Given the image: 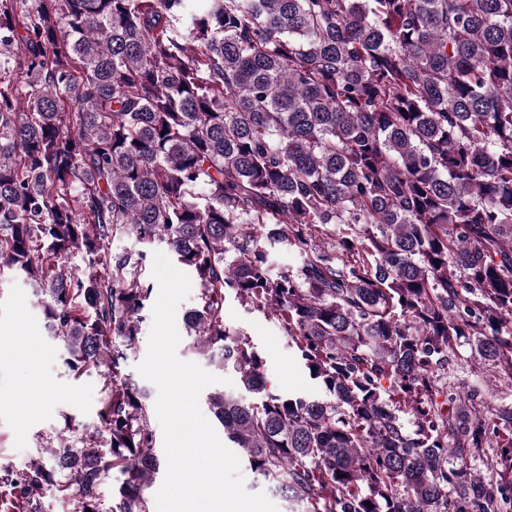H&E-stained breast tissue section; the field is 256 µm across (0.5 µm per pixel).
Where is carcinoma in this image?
I'll list each match as a JSON object with an SVG mask.
<instances>
[{
  "mask_svg": "<svg viewBox=\"0 0 512 512\" xmlns=\"http://www.w3.org/2000/svg\"><path fill=\"white\" fill-rule=\"evenodd\" d=\"M158 250L250 394L208 411L289 512H512V392L456 383L512 389V0H0V275L70 373L112 375L92 432L0 466V512H153L149 396L118 378ZM229 296L324 398L272 388ZM460 370V369H459ZM458 378L461 383L463 384H475L482 382L483 389L485 390L486 394L488 396L494 395L496 389L501 388V384L498 383L496 380L495 382V376L491 375V373L485 369L481 370L480 372H475V370L471 369L468 365H465L464 370H460L458 372ZM499 386V387H496Z\"/></svg>",
  "mask_w": 512,
  "mask_h": 512,
  "instance_id": "cac0c4a2",
  "label": "carcinoma"
}]
</instances>
